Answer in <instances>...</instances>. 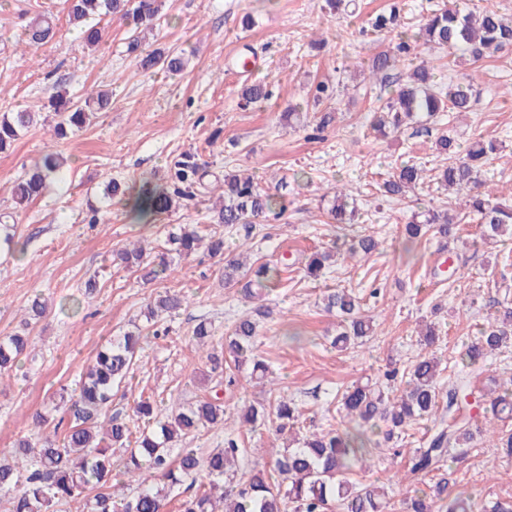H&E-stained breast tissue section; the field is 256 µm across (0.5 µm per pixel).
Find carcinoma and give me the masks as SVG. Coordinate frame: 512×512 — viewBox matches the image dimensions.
I'll return each mask as SVG.
<instances>
[{
	"mask_svg": "<svg viewBox=\"0 0 512 512\" xmlns=\"http://www.w3.org/2000/svg\"><path fill=\"white\" fill-rule=\"evenodd\" d=\"M70 24L80 30L82 46L98 49L103 40L101 22L118 18L130 27L126 53L140 70L150 74L156 69L180 72L186 65L183 53L174 49L143 47L141 33L154 31L164 18L166 0H66ZM42 13L32 17L25 26L29 44H44L56 36V25L48 16L49 7L41 3ZM396 33L395 42L383 52L368 59L372 76L380 77L379 87L390 86L389 72L407 60L411 49L424 52L448 49L453 61L478 62L512 47V14L494 9L479 13L457 6L432 11L409 34L400 29L399 12L392 9L378 13L370 21V33ZM348 90L343 82L331 88L319 82L314 86L313 102L321 104L332 97H341ZM473 84L463 81L441 85L434 80L432 68L425 63L407 67L401 72V84L390 93L384 104L374 112L372 130L385 135L399 132L403 127L425 115L434 117L440 112H467L471 108ZM271 92L263 84H253L242 90L247 103L267 100ZM112 95L102 89H91L74 97L57 89L50 97L54 125L50 137L59 140L68 132L79 131L90 124L99 112H106ZM48 116L42 112H4L0 114V153L8 151L29 128L45 124ZM436 156L448 160L437 177L438 188L456 191L448 208H433L422 214V220L408 222L404 230L416 238L427 232L441 238L455 234L457 225L476 219L483 226V236L512 237V205L493 201L485 189L481 171L489 154L496 151L492 142L474 143L466 152L460 151L456 140L443 134L435 141ZM64 159L55 151L43 154L39 162L14 182L11 189L15 211L25 209L41 195L47 182L60 174ZM209 164L192 151L181 153L168 167L163 184L143 183L139 188L111 182L106 194L121 196L131 211L145 222L165 215L176 207H187L210 194ZM425 167L405 162L383 181L381 196L397 198L415 189L425 179ZM218 189L224 205L213 211L211 222L233 227L251 224L267 214L280 216L284 204L278 194L264 189L248 175L226 174ZM336 224H349L357 214L356 200L336 188L329 210ZM208 241L210 255H224V236L214 233L203 237L194 224H183L168 235L170 252L178 256L193 253L203 241ZM120 260L131 267H141L145 277L156 278L166 272L168 264H145L146 255L137 243H129L118 252ZM330 251L313 252L304 264L306 276L317 278L333 260ZM242 273L250 275L246 292L259 298L274 284L277 269L262 264L255 269H242L239 262L230 260L224 266V279L232 281ZM183 295L166 293L147 306L146 321L153 322L158 314L173 315L181 309ZM327 311L336 312L339 330L331 344L345 351L359 340L375 332L372 318L361 312L360 302L346 290L329 289L323 296ZM269 314L265 308L240 317L231 334L225 338L224 349L208 354L212 370L223 366L228 356L235 366L247 365L250 375L271 382L269 364L256 352L258 318ZM142 340V330L127 331L106 341L94 360L80 375L79 385L70 397L60 396L63 411L72 419L64 431L62 443L47 442L33 450L30 442H20L9 460H0V498L7 512H59L74 501H85L84 512H165L171 487L185 481L197 486L194 494L182 499L179 512H391V495L382 486L363 484L350 474L367 453L368 433L386 424V436L404 433L411 424L431 418L440 403H445L448 423L431 436L428 446L418 448L411 458V470L429 474L445 466L449 454L463 458L475 447L483 429L473 426L468 409L476 402L483 411L504 422L512 418V378L490 393L474 395L471 387L473 369L512 343V307L505 306L489 316L477 336L470 339L461 354L462 370L443 389L437 383L438 363L435 358L420 354L403 372L405 390L400 398L389 396V388L377 383L356 384L341 397L342 418L355 422L344 430L329 429L286 443L270 463L280 481L272 483L267 465L258 463L239 470L232 468L244 449L232 437L224 439V447L200 457L192 448L176 445L196 432L224 423V403L219 395L199 400L191 405L178 404L158 418L157 405L141 399L134 406L135 416L154 424L151 431L133 436L131 428L108 415L112 404V389L134 370L135 353ZM29 339L14 334L0 338V380L11 376L17 358L26 352ZM299 417L295 403L283 396L264 404L249 405L240 410L237 420L256 430L271 425L283 435L294 429ZM129 448L123 461L125 492L115 495L105 491L114 479L112 455L118 448ZM402 512H474L470 497L461 493L448 497V480L440 479L431 493L416 490L401 500Z\"/></svg>",
	"mask_w": 512,
	"mask_h": 512,
	"instance_id": "1",
	"label": "carcinoma"
}]
</instances>
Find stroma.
<instances>
[{
    "instance_id": "obj_1",
    "label": "stroma",
    "mask_w": 512,
    "mask_h": 512,
    "mask_svg": "<svg viewBox=\"0 0 512 512\" xmlns=\"http://www.w3.org/2000/svg\"><path fill=\"white\" fill-rule=\"evenodd\" d=\"M35 2L0 0V113L41 111L58 87L76 96L92 86L108 90L112 105L56 143L68 167L22 213L16 237L25 244L24 255L0 250V337L21 334L32 342L11 380L0 385V454L14 452L19 441L36 443L51 435V428L35 426V413L73 392L82 368L107 339L145 326L147 304L169 290L188 302L166 319V334L144 343L132 379L112 397V414L128 423L139 398L165 410L208 396L218 385L229 413L278 395L295 400L303 410L297 425L303 435L346 428L338 412L341 392L406 369L420 351L418 332L428 323L439 334L431 349L439 361L438 382L447 385L478 325L499 305L512 303V241L482 242L474 222L460 225L454 240L427 235L409 242L404 236L412 214L448 198L436 186L439 160L432 150L446 128L463 144L498 143L485 166L486 179L499 200L512 202V51L451 69L445 52L430 53L439 82L475 74L470 111L447 113L439 124L422 119L382 138L369 127L379 102L365 70L356 72L355 90L344 96L324 130L282 114L305 103L316 83L336 82L343 63L367 62L388 47L392 35L372 42L361 29L395 0H356L355 16L344 22L330 15L325 0H168L169 21L157 44L182 51L187 64L178 73L148 75L127 57V28L116 18L104 21V41L92 53L82 48L58 4L56 39L27 45L23 12ZM252 83L269 85L271 99L244 104L240 90ZM48 139L39 125L0 154V213L12 210L13 182L41 158ZM189 150L201 153L216 175L239 172L265 188L285 185L284 217L257 225L247 254L250 265L282 268L268 300L272 313L261 322L256 342L274 385L251 379L245 370L235 372L233 384H224L191 339L195 325L206 320L215 329L213 346H220L234 322L254 306L240 282H225L222 258L203 251L175 257L167 277L147 280L116 256L127 242L138 241L155 262L166 252L168 231L180 224L209 226L203 205L144 224L125 202L104 197L111 180L163 183L167 162ZM411 157L424 161V183L412 197L377 203V183ZM338 185L357 201L353 232L379 241L370 255L349 254L350 239L328 221L322 196ZM93 208L100 223L85 221ZM316 250L332 251L336 261L313 279L306 277L302 261ZM91 278L97 290L88 296L84 284ZM328 288L352 290L364 314L375 319L376 332L363 344L344 352L331 347L337 320L321 305ZM38 295L48 309L33 321L28 307ZM435 428L434 421H422L390 442L373 435L370 465L356 470L354 479L393 485L398 500L406 491L428 489L434 477L412 473L410 456ZM230 434L217 425L186 445L205 455ZM231 435L250 462L271 460L281 446L264 428ZM450 467L449 493H465L479 505L512 498V456L504 449L482 440Z\"/></svg>"
}]
</instances>
